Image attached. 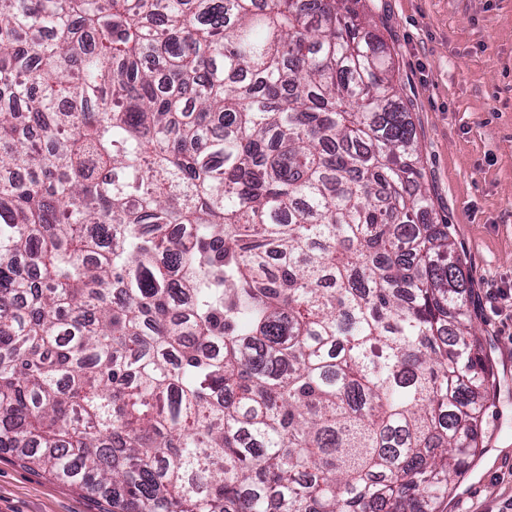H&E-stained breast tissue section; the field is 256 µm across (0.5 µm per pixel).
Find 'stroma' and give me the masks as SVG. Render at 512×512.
I'll return each mask as SVG.
<instances>
[{
	"label": "stroma",
	"mask_w": 512,
	"mask_h": 512,
	"mask_svg": "<svg viewBox=\"0 0 512 512\" xmlns=\"http://www.w3.org/2000/svg\"><path fill=\"white\" fill-rule=\"evenodd\" d=\"M399 73L423 150L435 223L448 225L469 279L468 307L501 384L487 446L442 512L512 504V0H365ZM105 496L0 448V512H108Z\"/></svg>",
	"instance_id": "35a3bbf8"
}]
</instances>
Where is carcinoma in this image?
Returning a JSON list of instances; mask_svg holds the SVG:
<instances>
[{"label": "carcinoma", "instance_id": "1", "mask_svg": "<svg viewBox=\"0 0 512 512\" xmlns=\"http://www.w3.org/2000/svg\"><path fill=\"white\" fill-rule=\"evenodd\" d=\"M361 0H0V447L112 512H438L491 369Z\"/></svg>", "mask_w": 512, "mask_h": 512}]
</instances>
